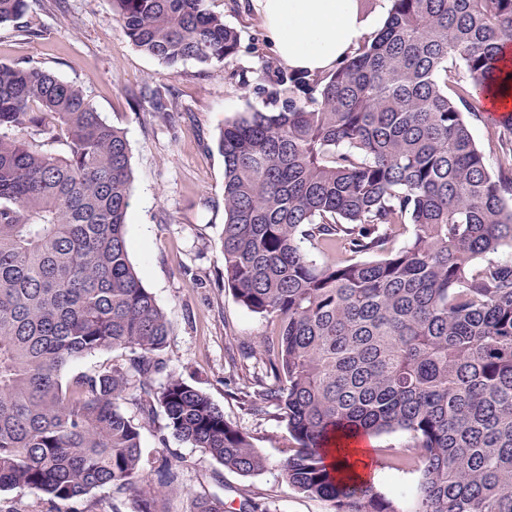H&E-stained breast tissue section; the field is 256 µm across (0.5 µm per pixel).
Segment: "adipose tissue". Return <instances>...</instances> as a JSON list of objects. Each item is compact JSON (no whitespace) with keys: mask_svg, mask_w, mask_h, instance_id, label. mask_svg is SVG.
<instances>
[{"mask_svg":"<svg viewBox=\"0 0 512 512\" xmlns=\"http://www.w3.org/2000/svg\"><path fill=\"white\" fill-rule=\"evenodd\" d=\"M251 5L262 17L284 66L312 75L329 71L365 35L380 31L391 8L390 0H381L376 11L365 17L358 0H251ZM328 462L363 482L376 477L370 451L356 435L332 449Z\"/></svg>","mask_w":512,"mask_h":512,"instance_id":"obj_1","label":"adipose tissue"}]
</instances>
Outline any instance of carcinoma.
Wrapping results in <instances>:
<instances>
[{
  "mask_svg": "<svg viewBox=\"0 0 512 512\" xmlns=\"http://www.w3.org/2000/svg\"><path fill=\"white\" fill-rule=\"evenodd\" d=\"M207 0H112L138 50L171 69L224 64L240 37ZM29 0H0V25ZM512 0H391L385 27L336 69L268 60L252 108L224 125V284L274 334L247 357L272 383L294 446L286 482L330 512H402L328 466L338 436L402 431L389 465L419 474L413 512H512V149L491 175L462 109L509 88ZM154 112L170 101L150 88ZM125 132L76 84L0 63V492L66 504L99 490L161 512L179 482L142 462L140 426L243 476L266 459L202 391L169 375L166 317L127 238ZM411 225L402 246L387 248ZM323 256L319 261L315 254ZM128 367L63 379L105 349ZM191 512H226L200 496Z\"/></svg>",
  "mask_w": 512,
  "mask_h": 512,
  "instance_id": "cac0c4a2",
  "label": "carcinoma"
}]
</instances>
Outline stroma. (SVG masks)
I'll return each mask as SVG.
<instances>
[{
	"mask_svg": "<svg viewBox=\"0 0 512 512\" xmlns=\"http://www.w3.org/2000/svg\"><path fill=\"white\" fill-rule=\"evenodd\" d=\"M207 7L240 35L238 54L224 65L189 60L170 70L131 43L113 16L112 0H37L23 27L0 26V62L29 61L76 83L98 112L125 131L133 171L130 258L170 328L165 372L157 380L172 374L204 392L267 460L253 476L230 472L202 449L165 437L163 413L147 422L134 405L124 404L125 414L141 426L145 467L165 456L181 470L182 486L166 497L165 512H190L193 497L214 494L231 507L246 494L271 512H328L326 502L281 477L287 424L275 404L258 403L262 374L255 359L244 356L272 327L240 305L221 277L224 158L217 139L238 112L263 105L228 74L256 80L262 60L277 53L253 10L234 9L232 0H207ZM27 25L41 29V37L26 36ZM147 85L166 93L171 113L137 105ZM417 481L415 471L386 467L375 485L411 512Z\"/></svg>",
	"mask_w": 512,
	"mask_h": 512,
	"instance_id": "stroma-1",
	"label": "stroma"
}]
</instances>
